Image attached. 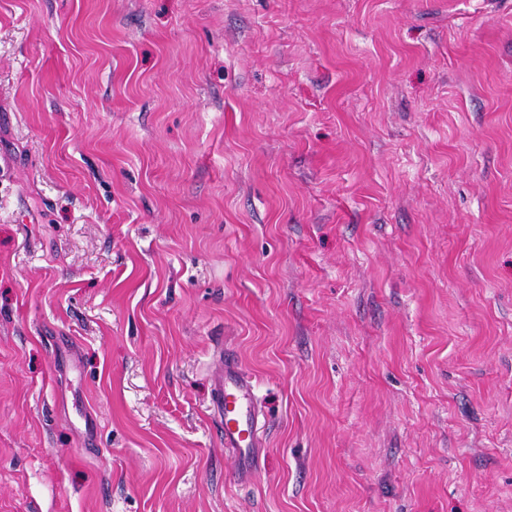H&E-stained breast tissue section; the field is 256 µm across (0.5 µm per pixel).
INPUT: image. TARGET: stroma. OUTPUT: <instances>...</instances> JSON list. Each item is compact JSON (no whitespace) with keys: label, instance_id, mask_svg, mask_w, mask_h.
<instances>
[{"label":"stroma","instance_id":"stroma-1","mask_svg":"<svg viewBox=\"0 0 512 512\" xmlns=\"http://www.w3.org/2000/svg\"><path fill=\"white\" fill-rule=\"evenodd\" d=\"M0 512H512V0H0ZM212 411L226 448L237 454L238 470L248 475L263 448L262 414L253 380L232 360H222L211 374Z\"/></svg>","mask_w":512,"mask_h":512}]
</instances>
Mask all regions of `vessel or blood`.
I'll list each match as a JSON object with an SVG mask.
<instances>
[{
    "mask_svg": "<svg viewBox=\"0 0 512 512\" xmlns=\"http://www.w3.org/2000/svg\"><path fill=\"white\" fill-rule=\"evenodd\" d=\"M212 411L225 447L237 454L241 474H249L263 446L262 414L253 380L234 361H219L211 374Z\"/></svg>",
    "mask_w": 512,
    "mask_h": 512,
    "instance_id": "vessel-or-blood-1",
    "label": "vessel or blood"
}]
</instances>
